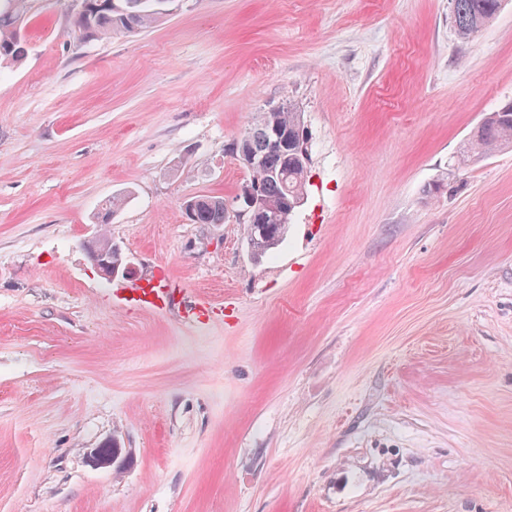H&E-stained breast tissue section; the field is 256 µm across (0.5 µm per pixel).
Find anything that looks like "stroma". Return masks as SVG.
Returning <instances> with one entry per match:
<instances>
[{"mask_svg": "<svg viewBox=\"0 0 512 512\" xmlns=\"http://www.w3.org/2000/svg\"><path fill=\"white\" fill-rule=\"evenodd\" d=\"M78 9L28 0L0 70V512H512V147L456 165L512 101V0L465 41L451 0H177L91 42ZM282 103L305 200L256 261L184 204ZM173 274L209 318L133 301Z\"/></svg>", "mask_w": 512, "mask_h": 512, "instance_id": "1", "label": "stroma"}]
</instances>
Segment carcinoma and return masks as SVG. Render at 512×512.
<instances>
[{
  "instance_id": "obj_1",
  "label": "carcinoma",
  "mask_w": 512,
  "mask_h": 512,
  "mask_svg": "<svg viewBox=\"0 0 512 512\" xmlns=\"http://www.w3.org/2000/svg\"><path fill=\"white\" fill-rule=\"evenodd\" d=\"M27 0H0V69L18 65L27 56L28 48L22 31L25 26ZM88 16L76 21L83 39H107L117 33L135 34L161 21L155 0H87ZM501 0H452V20L457 36L462 40L484 28L496 15ZM297 110L262 111L257 113L249 127L241 134L254 153L262 159L253 171V177L264 186L265 211L276 215L285 202L304 193L307 165L304 161L288 165V174L272 176L283 164L281 154L271 149L266 141L265 127L276 125L293 129L298 120ZM512 146V104L492 113L464 143L458 164L465 166L497 148ZM195 224H223L224 198L202 196L197 198ZM246 234L255 235V245L262 254L273 251L272 244H281L283 238L263 237L252 224L245 225Z\"/></svg>"
}]
</instances>
